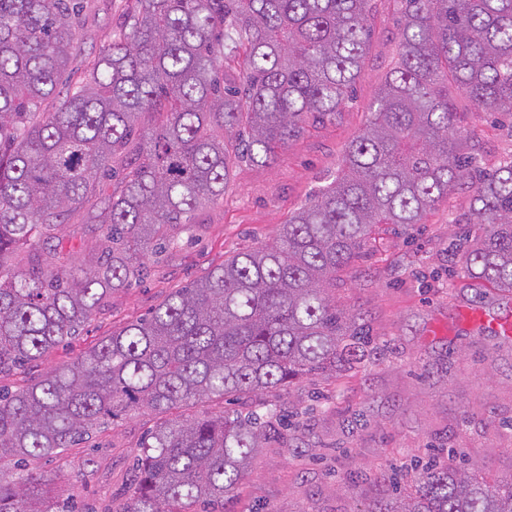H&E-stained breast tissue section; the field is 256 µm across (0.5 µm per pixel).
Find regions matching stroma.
I'll return each instance as SVG.
<instances>
[{
  "instance_id": "35a3bbf8",
  "label": "stroma",
  "mask_w": 512,
  "mask_h": 512,
  "mask_svg": "<svg viewBox=\"0 0 512 512\" xmlns=\"http://www.w3.org/2000/svg\"><path fill=\"white\" fill-rule=\"evenodd\" d=\"M84 5L81 50L69 66L75 81L111 43L130 3ZM400 7V0H373L364 70L341 117L311 128L271 166L234 165L223 197L195 212L189 239L160 257L155 272L107 296L70 346L51 349L0 382L19 385L72 363L225 258L271 242L291 213L331 182L346 146L367 123L396 58ZM452 96L476 134L478 166L489 169L511 156L512 117L470 114L465 95ZM470 196L469 188L454 190L422 224L379 226L363 258L337 278V305L362 310L371 322L378 351L370 359L338 377L269 390L257 401L196 406L199 414L261 405L295 414L293 427L272 434L254 458L224 512H356L380 475L409 487L416 463L431 454L444 465L475 468L490 483L512 478V335L466 319L477 309L512 320V293L480 287L465 272V241L478 230L462 221ZM150 426L149 415L132 412L83 447L34 462L30 471L44 487L45 504L63 512L74 500L85 512H122Z\"/></svg>"
}]
</instances>
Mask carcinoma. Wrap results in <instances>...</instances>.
<instances>
[{"instance_id": "obj_1", "label": "carcinoma", "mask_w": 512, "mask_h": 512, "mask_svg": "<svg viewBox=\"0 0 512 512\" xmlns=\"http://www.w3.org/2000/svg\"><path fill=\"white\" fill-rule=\"evenodd\" d=\"M399 57L331 183L275 240L224 260L74 362L0 387V462L56 457L129 411L156 420L125 512L224 504L271 428L189 409L338 375L372 330L336 306V274L380 224H421L459 186L482 235L466 272L512 291V156L471 168L460 89L512 115V0H401ZM81 0H0V378L80 335L101 301L224 196L240 160L277 161L334 121L360 78L371 0H134L112 43L51 112L75 50ZM94 205L88 265L56 243ZM415 493L360 512H512L492 486L429 463ZM28 474L0 482V512H52Z\"/></svg>"}]
</instances>
